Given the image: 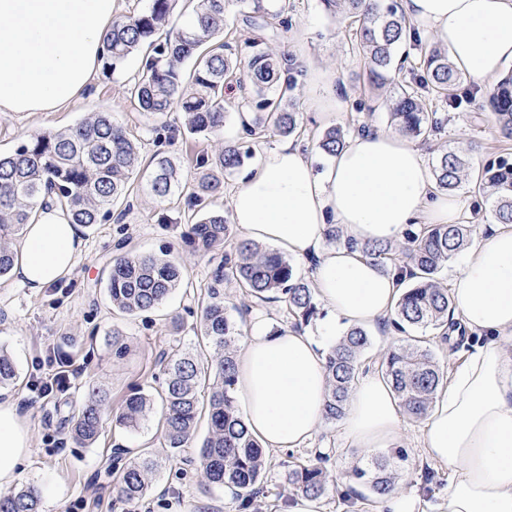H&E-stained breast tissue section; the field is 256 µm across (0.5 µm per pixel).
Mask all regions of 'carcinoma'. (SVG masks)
<instances>
[{"label":"carcinoma","instance_id":"cac0c4a2","mask_svg":"<svg viewBox=\"0 0 512 512\" xmlns=\"http://www.w3.org/2000/svg\"><path fill=\"white\" fill-rule=\"evenodd\" d=\"M230 0H146V5L119 14L103 39V73L112 75L131 57H142L141 72L126 88L127 98L147 131H177L168 124V112H181V128L188 134L208 138L224 128V82L235 76L248 85L256 111L246 131L255 139L271 132L281 137L295 134L299 116L295 101L287 95L296 79L288 64L276 56L259 33L270 19L288 13L290 3L278 9L265 0H242L246 11L242 23L255 36L245 40V53L232 56L225 38L236 35L229 23ZM327 13L348 21L352 45L362 57L375 89L393 85L405 60H395V51L409 42L419 47L423 72L415 84L401 85L386 102L391 125L411 138L427 139L442 120L431 115L425 97L440 99L454 108L462 103L464 82L448 58V51L423 42L416 28L396 2L382 0H322ZM191 12L193 19L175 28V12ZM488 105L503 138L512 140V74L500 77L490 88ZM349 131L332 126L324 130L316 147L330 156L346 144ZM142 140L119 123L110 112H93L62 129L31 136L8 154H0V279L10 276L18 259L14 242L25 225L32 223L38 205L55 204L68 213L69 221L81 227L112 219L115 203L133 191V176L141 173ZM478 145L444 150L432 163L433 178L441 191L464 190L480 200L474 214L489 206L497 224H512V161L500 157L478 168L473 156ZM253 150L238 141L220 142L211 151L195 156L197 177L183 194L185 174L164 152H155L142 172L150 196L159 205L183 201L186 234L191 252L206 255L230 238L224 213L210 208L211 199L224 189V174H232L252 159ZM476 231L474 224H430L408 231L401 242L367 244L363 251L386 266L403 264L406 286L387 322L402 334L381 356L380 370L390 379L400 405L411 418L427 417L444 384L445 372L434 352L422 345L414 330L428 328L448 336L453 301L438 281V274L466 248ZM233 281L248 301L261 306L285 303L294 317V328L310 324L318 313L310 277L295 261L246 238H238L213 271L201 307V339L213 346L208 358L189 350L165 356L166 378L161 396L164 430L160 445L171 451L186 447L201 418L199 392L207 397V435L199 450V468L208 486L234 490L243 508L257 496L260 478L268 465L261 443L252 435L236 406V354L242 331L230 319L224 304L223 285ZM184 285L180 263L166 256L125 252L112 259L107 290L112 308L129 316L151 313L166 303ZM370 346L362 328H350L327 352L329 396L325 419L338 421L356 382L361 359ZM17 377L8 353L0 349V387ZM153 406L150 395L130 394L113 416L122 428L135 429ZM108 417L107 396L89 393L80 413L71 420L73 440L83 446L96 442ZM322 458L296 465L289 471L295 494L319 499L338 479L322 465ZM158 469L153 450L123 464L117 477L122 502L135 507L150 494ZM352 476L367 480L376 500H384L400 487L402 475L391 457L373 456L369 466L357 467ZM0 512H40V493L25 486L0 497Z\"/></svg>","mask_w":512,"mask_h":512}]
</instances>
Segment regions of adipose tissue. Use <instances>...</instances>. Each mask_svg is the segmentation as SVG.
<instances>
[{
	"label": "adipose tissue",
	"instance_id": "adipose-tissue-1",
	"mask_svg": "<svg viewBox=\"0 0 512 512\" xmlns=\"http://www.w3.org/2000/svg\"><path fill=\"white\" fill-rule=\"evenodd\" d=\"M408 12L478 83L512 63V0H405ZM118 0H0V113L61 112L89 93ZM246 237L314 261L325 315L313 330L273 333L254 325L236 366L250 432L265 447H301L328 397L323 339L371 328L403 291L402 274L366 258L365 244L398 242L411 224H457L466 204L438 194L422 152L382 129L352 137L315 171L292 142L269 149L230 198ZM344 244L330 245L329 226ZM85 247L62 210L41 213L19 240L13 278L40 292L68 275ZM454 314L481 340L437 394L424 446L448 466L443 512H512V225L473 239L450 280ZM350 447L390 448L403 421L389 379L369 371L343 418ZM29 431L16 404L0 402V485L16 480Z\"/></svg>",
	"mask_w": 512,
	"mask_h": 512
}]
</instances>
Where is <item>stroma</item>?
Segmentation results:
<instances>
[{
	"instance_id": "35a3bbf8",
	"label": "stroma",
	"mask_w": 512,
	"mask_h": 512,
	"mask_svg": "<svg viewBox=\"0 0 512 512\" xmlns=\"http://www.w3.org/2000/svg\"><path fill=\"white\" fill-rule=\"evenodd\" d=\"M288 29L266 31L270 48L286 58H301L304 72L297 78L293 97L299 105L300 126L294 136L303 148L314 146L328 125L354 129L361 125L389 129L380 101L371 93L362 58L353 52L350 35L324 11L319 0H291ZM139 58L129 59L114 74L97 73L88 95L65 112L0 113V153L10 152L31 135L55 130L104 110L119 122L136 128L144 156L156 147L151 133L137 128V114L125 96V85L140 69ZM335 67L343 108L331 122L319 120L308 104L307 75ZM469 94L458 108L431 101L429 109L442 120L441 128L419 147L425 159L438 150L461 142L476 141L480 160L503 155L512 158V140L501 137L486 106L488 84L465 80ZM121 218L82 231L84 253L66 277L34 293L14 280L0 281V349L17 366L13 384L0 388V398L17 402L30 432V446L16 482L0 486V496L22 485L41 491L40 512H126L114 489L117 461L136 456L148 443L161 439L162 409L154 407L135 431L108 424L95 444L78 446L68 423L77 415L89 389L106 393L111 409H118L135 389L155 395L161 390V352L193 350L198 346L200 292L211 283L220 255L195 256L184 240L186 223L163 224L161 211L144 183H136L128 200L118 205ZM140 253L167 255L184 263L189 286L177 289L167 303L149 317H130L114 312L106 294L109 263L121 248ZM224 298L236 304V322L262 320L269 330L287 327L281 303L270 302L241 310V289L225 284ZM123 332L126 352L115 357L112 331ZM73 374L67 387L41 395L36 381L48 378L63 365ZM401 447L407 457L408 489L421 501L423 512H440L448 490V467L432 459L423 446L424 421L404 419ZM198 440H191L174 459L163 461L150 496L136 512H239L238 502L227 488L202 484L197 462ZM270 465L250 512H284L291 497L287 474L290 466L326 456V467L340 478L337 490L321 499L323 512H386L360 482L349 480L359 460L348 448L341 422L322 423L316 435L301 448L267 449Z\"/></svg>"
}]
</instances>
